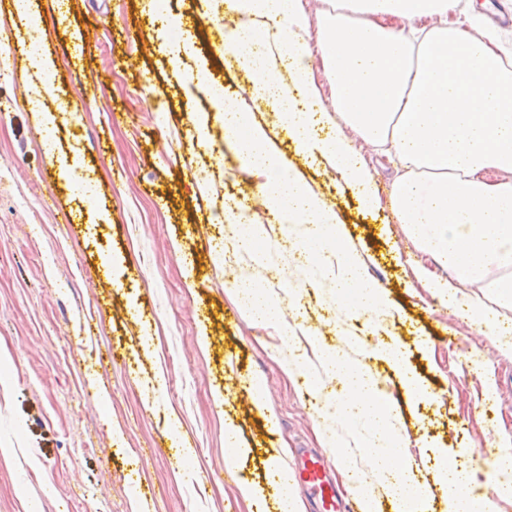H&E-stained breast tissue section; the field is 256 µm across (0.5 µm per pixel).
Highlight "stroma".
I'll return each mask as SVG.
<instances>
[{
    "label": "stroma",
    "mask_w": 512,
    "mask_h": 512,
    "mask_svg": "<svg viewBox=\"0 0 512 512\" xmlns=\"http://www.w3.org/2000/svg\"><path fill=\"white\" fill-rule=\"evenodd\" d=\"M33 2L70 113L50 136L30 112L22 35L0 15V449L12 451L0 456V512L36 500L42 512H274L269 476L299 448L334 457L343 490L368 481L353 429L330 426L302 380L336 343L327 277L288 269L268 288L279 305L270 323L252 321L223 289L231 275L214 255L224 227L211 194L223 183L237 212L251 214L263 178L222 148L224 119L204 106L207 83L188 75L223 81L233 98L252 74L226 55L195 0H174L185 42L143 0ZM250 118L333 209L385 290L387 328L353 320L350 355L387 384L429 508L448 512L438 465L512 439V323L492 303L491 328H478L418 280L416 267L434 262L392 210L397 172L386 155L363 152L379 199L370 207L327 162L304 161L272 113ZM74 161L95 179L94 200L63 179ZM287 329L314 340L306 370L283 350ZM383 335L401 365L379 354ZM256 387L267 412L252 405ZM185 437L196 444L187 467ZM366 489L376 512H391L375 484Z\"/></svg>",
    "instance_id": "stroma-1"
}]
</instances>
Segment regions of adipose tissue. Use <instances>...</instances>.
Segmentation results:
<instances>
[{
    "label": "adipose tissue",
    "mask_w": 512,
    "mask_h": 512,
    "mask_svg": "<svg viewBox=\"0 0 512 512\" xmlns=\"http://www.w3.org/2000/svg\"><path fill=\"white\" fill-rule=\"evenodd\" d=\"M338 2L336 12L323 15L313 51L302 0H223L225 15L242 21L225 43L244 44L257 23H265L269 56L237 58L254 76L257 99L277 112L306 156L325 158L367 189L371 168L343 135L320 133L318 113L297 105L314 95L308 59L319 53L332 111L373 148H393L399 220L451 274L432 281V288L462 306L476 326H489L485 305L464 289L482 285L499 307L512 309V44L490 28L470 35L481 11L460 13V0ZM55 72V61L40 50L28 55L20 72L22 81L40 82L30 109L48 129L54 121L41 102L53 93ZM488 170L502 172V179L487 181ZM229 291L256 322L275 319L277 303L256 279L233 280ZM321 366L337 382L326 406L337 422L358 425L357 445L394 512L424 504L378 379L338 351H325ZM491 481L493 493L486 496L474 493L469 471L456 463L438 472L448 512H495L496 500L512 499L511 456L496 461Z\"/></svg>",
    "instance_id": "ef3b65f1"
}]
</instances>
